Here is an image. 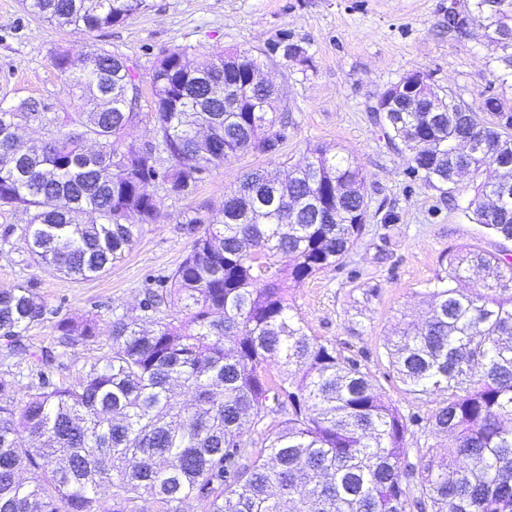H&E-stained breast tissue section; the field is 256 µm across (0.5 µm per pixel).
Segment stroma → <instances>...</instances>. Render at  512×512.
<instances>
[{"instance_id": "35a3bbf8", "label": "stroma", "mask_w": 512, "mask_h": 512, "mask_svg": "<svg viewBox=\"0 0 512 512\" xmlns=\"http://www.w3.org/2000/svg\"><path fill=\"white\" fill-rule=\"evenodd\" d=\"M124 23L74 34L27 15L19 0H0V99L53 94L68 86L50 61L55 50L83 57L118 49L149 77L166 51L186 48L204 62L220 50L263 57L280 91L276 112L284 140L276 158L242 153L211 171L184 199L163 198L156 223L143 225L135 246L99 277L73 280L49 267L27 265L19 247L0 248V288L31 280L49 314L32 326L26 343L50 346L60 314L113 307L140 313L150 280L169 274L189 253L185 221L207 217L246 173L279 166L288 171L322 146L351 157L366 178V230L338 266L305 280L292 292L309 332L345 355L362 359L383 398L401 410L417 408L388 375L384 344L397 327L422 318L428 288L448 249L471 244L512 254V242L475 223L468 209L471 176L430 186L409 173L410 156L396 148L372 109L393 84L411 74L469 104L486 123L481 94L492 82L493 51L481 37L457 41L448 33V0H149ZM295 43L289 59L276 44ZM399 220L383 223L386 211Z\"/></svg>"}]
</instances>
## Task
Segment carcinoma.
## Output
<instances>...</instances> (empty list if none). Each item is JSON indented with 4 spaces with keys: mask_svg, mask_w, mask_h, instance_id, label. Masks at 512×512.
Listing matches in <instances>:
<instances>
[{
    "mask_svg": "<svg viewBox=\"0 0 512 512\" xmlns=\"http://www.w3.org/2000/svg\"><path fill=\"white\" fill-rule=\"evenodd\" d=\"M25 13L74 34L110 28L148 0H21ZM448 13V33L481 29L493 77L512 81V0H473ZM69 97L0 100V247L74 279L98 276L160 214L157 191L192 195L204 176L245 152L270 157L279 90L244 89L249 54L200 63L163 53L150 74L154 110L141 111L137 67L105 48L94 67L51 57ZM491 120L467 103L417 90L386 91L374 108L411 174L430 185L480 179L472 220L512 241V109L487 90ZM149 120L148 144L126 138ZM37 126L26 145L18 131ZM365 177L318 147L286 179L246 175L205 221L187 220L190 252L145 291L141 315H63L54 348L25 334L46 306L27 281L0 289V512H512V256L448 250L419 324L385 343L389 369L425 409L403 413L373 387L362 362L307 333L288 299L332 266L366 230ZM477 288L466 287L473 271ZM105 343L78 369L79 347ZM27 356L21 365L14 359ZM279 367L270 374L271 364ZM279 417L252 453L243 437ZM447 436L417 449L406 435Z\"/></svg>",
    "mask_w": 512,
    "mask_h": 512,
    "instance_id": "cac0c4a2",
    "label": "carcinoma"
}]
</instances>
